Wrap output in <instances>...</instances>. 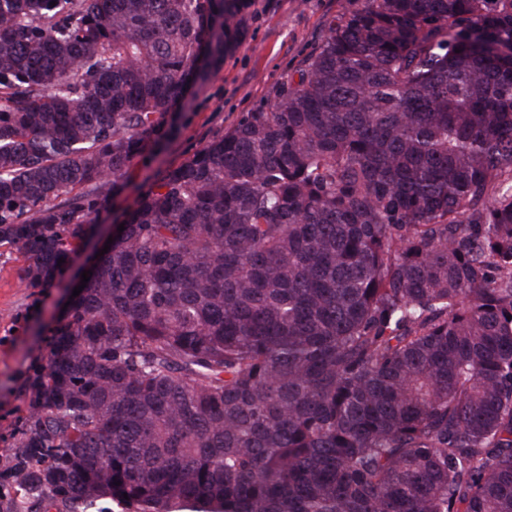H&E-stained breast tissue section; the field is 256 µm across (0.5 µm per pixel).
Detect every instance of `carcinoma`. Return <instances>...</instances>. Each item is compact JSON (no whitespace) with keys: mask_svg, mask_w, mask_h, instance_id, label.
Instances as JSON below:
<instances>
[{"mask_svg":"<svg viewBox=\"0 0 512 512\" xmlns=\"http://www.w3.org/2000/svg\"><path fill=\"white\" fill-rule=\"evenodd\" d=\"M249 3L0 0L25 287ZM123 223L28 377L0 512H512V0H346Z\"/></svg>","mask_w":512,"mask_h":512,"instance_id":"carcinoma-1","label":"carcinoma"}]
</instances>
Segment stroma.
Returning a JSON list of instances; mask_svg holds the SVG:
<instances>
[{"label": "stroma", "mask_w": 512, "mask_h": 512, "mask_svg": "<svg viewBox=\"0 0 512 512\" xmlns=\"http://www.w3.org/2000/svg\"><path fill=\"white\" fill-rule=\"evenodd\" d=\"M345 0H251L247 32L221 68L187 102L166 117L172 135L149 144L134 160L120 192L111 194L110 212L94 219L88 235L96 244L103 230L120 223L141 191L169 167L180 164L210 140L222 137L243 113L269 106L279 86L294 76L326 35V24ZM25 264L17 248L0 247V465L13 453L23 410L24 384L43 363L50 330L75 283L66 267L54 287L26 288L20 280Z\"/></svg>", "instance_id": "35a3bbf8"}]
</instances>
